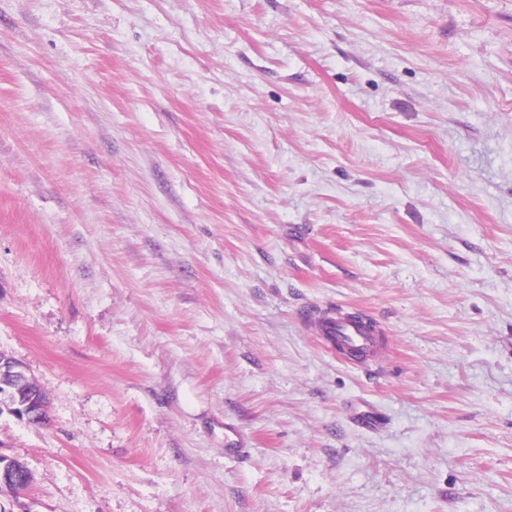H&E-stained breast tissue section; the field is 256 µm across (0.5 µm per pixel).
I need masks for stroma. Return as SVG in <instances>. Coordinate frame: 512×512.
Instances as JSON below:
<instances>
[{
	"mask_svg": "<svg viewBox=\"0 0 512 512\" xmlns=\"http://www.w3.org/2000/svg\"><path fill=\"white\" fill-rule=\"evenodd\" d=\"M0 353L32 512H512V0H0ZM313 318L320 335L331 348L336 350L338 345L353 351L363 366H369L368 363L374 360L379 337L373 321L369 324L349 320L332 315V311H319Z\"/></svg>",
	"mask_w": 512,
	"mask_h": 512,
	"instance_id": "obj_1",
	"label": "stroma"
}]
</instances>
